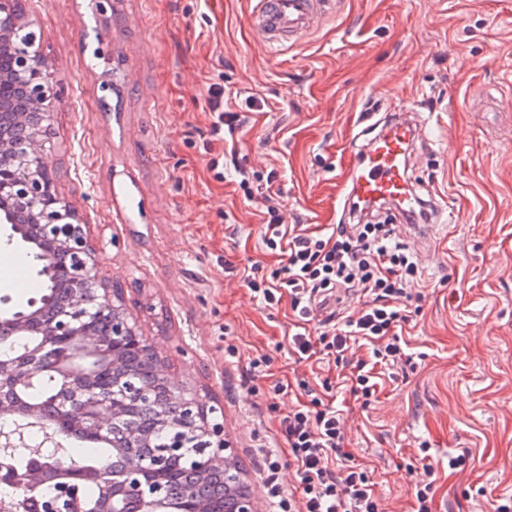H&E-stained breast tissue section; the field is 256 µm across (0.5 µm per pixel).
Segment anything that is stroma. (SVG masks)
Segmentation results:
<instances>
[{"instance_id": "obj_1", "label": "stroma", "mask_w": 512, "mask_h": 512, "mask_svg": "<svg viewBox=\"0 0 512 512\" xmlns=\"http://www.w3.org/2000/svg\"><path fill=\"white\" fill-rule=\"evenodd\" d=\"M251 7L112 0L100 13L93 0H28L60 93L45 162L85 219L98 281L122 288L172 380L222 412L261 512L272 507L257 451L294 493L280 421L325 382L345 417L344 462L368 472L384 512H412L421 458L433 512H493L512 500V0H339L282 48L255 39ZM216 83L228 106L265 101L231 144L210 133ZM409 110L437 129L415 147L416 192L452 220L430 235L394 220L422 272L419 309L401 362L376 365L365 404L348 381L371 359L364 341L339 363L298 359L289 299L268 306L246 287V271L269 279L286 258L263 243V190L244 197L236 171L276 173L286 225L326 233L350 221L343 185L373 136L363 114ZM25 250L0 251L14 273L0 298L15 310L42 293L36 268L14 258ZM260 356L269 365L256 373ZM276 381L285 389L273 396ZM457 456L462 469H450Z\"/></svg>"}]
</instances>
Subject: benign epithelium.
Listing matches in <instances>:
<instances>
[{"instance_id": "obj_1", "label": "benign epithelium", "mask_w": 512, "mask_h": 512, "mask_svg": "<svg viewBox=\"0 0 512 512\" xmlns=\"http://www.w3.org/2000/svg\"><path fill=\"white\" fill-rule=\"evenodd\" d=\"M20 0H0V54L5 52L18 61L20 81L27 96L32 99L42 121L50 123L53 107L59 93L53 84L51 65L46 56L40 62L30 61L26 47L13 41V33L20 18ZM17 141L6 147L0 128V200L16 198L37 201L41 208L32 214V223L40 233L53 240L70 255H81L80 265H61L57 273L70 278L77 286L68 309L58 313L42 336L22 349L0 356V382L10 387V393L0 397V415L21 414L14 397L17 388L31 381L52 364L59 367V391L45 405L34 409L44 439L35 452L55 441L50 418L54 411L63 409L87 431L104 441H112L118 448H139L149 438V432L133 426L134 418L147 408L155 412L158 425H169L167 406H173L181 421L191 425V433L200 441V456L190 472L189 480L195 488L205 487L210 474L223 471L232 512H258L256 501L235 466L234 453L224 438V425L201 393L189 386L171 383L164 363L156 365L158 385L163 395L153 388L126 385L120 389L128 361L124 351L153 354V348L143 336L137 323L126 312L121 291L98 285L97 251L86 238L83 218L69 205L60 201L54 189V180L44 162L46 141L41 134H28L18 127ZM38 307L37 302L16 314L11 320L15 334L24 336L29 330L28 313ZM71 344L77 351L104 358L112 375L113 386L97 388L98 371L76 372L73 367L61 366L54 358L59 341ZM25 425L0 429V453L26 445ZM149 468L144 460L131 456L124 469V480L116 482L99 477V494L91 499L81 496L71 476L58 470L52 477L41 472L28 471L17 482L19 492L12 501L0 504V512H115L114 505L122 503V512H168L167 497L162 487L145 482Z\"/></svg>"}]
</instances>
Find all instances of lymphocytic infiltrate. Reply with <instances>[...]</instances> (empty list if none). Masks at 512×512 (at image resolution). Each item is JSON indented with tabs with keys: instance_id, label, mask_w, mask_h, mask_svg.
Returning <instances> with one entry per match:
<instances>
[{
	"instance_id": "1",
	"label": "lymphocytic infiltrate",
	"mask_w": 512,
	"mask_h": 512,
	"mask_svg": "<svg viewBox=\"0 0 512 512\" xmlns=\"http://www.w3.org/2000/svg\"><path fill=\"white\" fill-rule=\"evenodd\" d=\"M280 194L265 196L264 243L269 249L285 247L287 263L282 278L268 281L248 277V288L266 304L279 303L288 292L292 306L303 323L318 321L317 337L293 334L290 349L311 356L322 349L343 358L352 338L375 342L373 355L381 363H398L402 349L395 334L407 320L402 306L410 301V289L421 272L412 253L394 242L388 223L339 224L326 235L299 233L286 236L282 230ZM363 296L360 313L345 320L335 315L316 319L318 307L326 306L336 292ZM288 453L299 478V498L285 496L277 461L265 459L263 486L279 512H380L372 483L363 469L336 461L344 438L343 418L321 395L289 410L280 421Z\"/></svg>"
}]
</instances>
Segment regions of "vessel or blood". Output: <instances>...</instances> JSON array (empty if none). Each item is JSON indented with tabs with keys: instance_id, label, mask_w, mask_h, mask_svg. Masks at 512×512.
<instances>
[{
	"instance_id": "obj_1",
	"label": "vessel or blood",
	"mask_w": 512,
	"mask_h": 512,
	"mask_svg": "<svg viewBox=\"0 0 512 512\" xmlns=\"http://www.w3.org/2000/svg\"><path fill=\"white\" fill-rule=\"evenodd\" d=\"M331 7L332 0H254L250 22L259 39L280 44L305 33ZM430 135L428 120H389L350 172V196L384 199L400 211L411 208L416 196L409 175L410 155L415 142Z\"/></svg>"
}]
</instances>
